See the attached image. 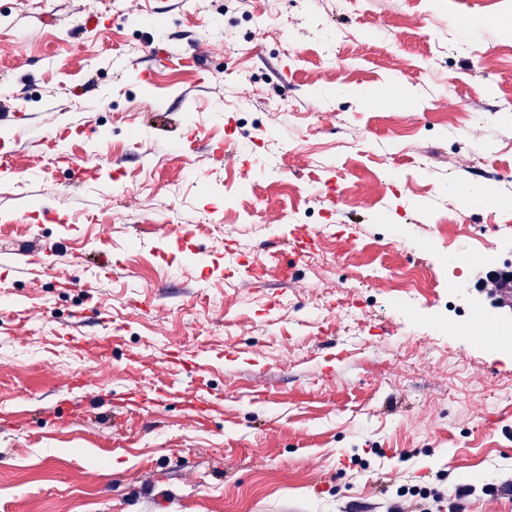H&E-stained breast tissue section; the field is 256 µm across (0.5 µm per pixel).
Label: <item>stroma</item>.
I'll list each match as a JSON object with an SVG mask.
<instances>
[{"label": "stroma", "instance_id": "35a3bbf8", "mask_svg": "<svg viewBox=\"0 0 512 512\" xmlns=\"http://www.w3.org/2000/svg\"><path fill=\"white\" fill-rule=\"evenodd\" d=\"M511 92L512 0H0V512H392L512 479V360L434 330L469 235L512 261V195L465 193L512 176ZM408 265L436 277L399 307ZM68 345L71 351L78 356L97 354L106 357L112 352V341L108 337L96 341H77L71 338Z\"/></svg>", "mask_w": 512, "mask_h": 512}]
</instances>
